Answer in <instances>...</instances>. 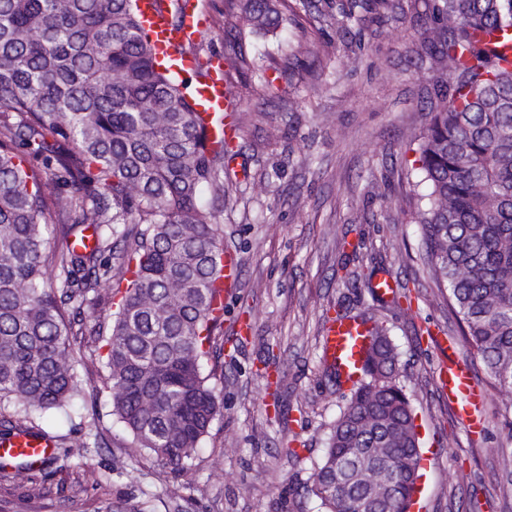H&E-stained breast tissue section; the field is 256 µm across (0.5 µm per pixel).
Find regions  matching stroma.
Masks as SVG:
<instances>
[{
  "mask_svg": "<svg viewBox=\"0 0 512 512\" xmlns=\"http://www.w3.org/2000/svg\"><path fill=\"white\" fill-rule=\"evenodd\" d=\"M200 57L226 58L239 105L234 154L224 160V247L240 263L224 305V335L239 338L224 363L223 403L179 469L136 448L112 413L106 371L90 337L73 353L86 391L44 420L57 446L30 475L0 477V512H319L307 490L344 400L322 357L327 319L381 312L417 413L423 455L421 512H512L511 398L486 387L482 434L471 433L438 379L446 359L428 332L458 338L412 220L413 138L430 120L438 65L426 43L433 0H385L344 22L351 0H288L276 35L247 41L242 71L224 27V0H196ZM288 62L260 83L267 56ZM391 276L404 298L379 310L361 277ZM250 333L237 334L240 321ZM90 443L83 459L63 453ZM297 458H290L288 449Z\"/></svg>",
  "mask_w": 512,
  "mask_h": 512,
  "instance_id": "35a3bbf8",
  "label": "stroma"
}]
</instances>
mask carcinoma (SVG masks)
Returning a JSON list of instances; mask_svg holds the SVG:
<instances>
[{"mask_svg": "<svg viewBox=\"0 0 512 512\" xmlns=\"http://www.w3.org/2000/svg\"><path fill=\"white\" fill-rule=\"evenodd\" d=\"M224 15L241 38L288 20L281 0H224ZM432 21L447 79L420 137L415 223L463 346L490 386L512 391V69L475 42L487 29L512 48V0H434ZM189 98L155 60L137 0H0V409L14 414L1 439L48 436L33 416L84 394L69 337L86 334L102 342L112 412L136 447L182 467L208 435L230 142L211 138ZM114 277L125 288L110 330L87 327L84 307ZM371 335L364 378L311 463L320 512H356L365 467L395 482L378 512H408L415 493L414 410L388 329Z\"/></svg>", "mask_w": 512, "mask_h": 512, "instance_id": "cac0c4a2", "label": "carcinoma"}]
</instances>
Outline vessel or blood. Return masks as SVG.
<instances>
[{"mask_svg":"<svg viewBox=\"0 0 512 512\" xmlns=\"http://www.w3.org/2000/svg\"><path fill=\"white\" fill-rule=\"evenodd\" d=\"M139 10L143 28L154 44L158 58L170 59L176 64L177 73L194 78L192 103L195 109L210 117L229 111L232 98L224 82L222 62L212 64L208 75L201 77L197 74L196 60L182 53L183 48L196 42L201 33L202 19L195 6L190 2L185 4L184 22L178 27L170 23L160 0H139ZM369 343L368 329L360 321L342 318L327 328L324 357L336 366L345 385H352L358 379ZM447 349L449 361L439 373L441 386L468 429L481 432L486 393L477 385L468 360L458 353L455 344H448ZM53 448L52 440L19 433L0 440V462L21 457L29 466L39 467L52 457Z\"/></svg>","mask_w":512,"mask_h":512,"instance_id":"vessel-or-blood-1","label":"vessel or blood"}]
</instances>
